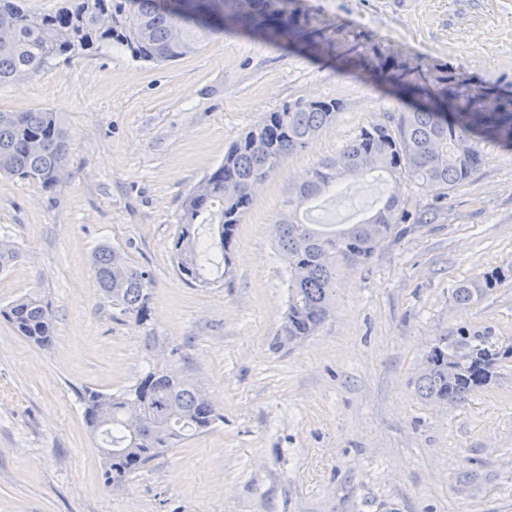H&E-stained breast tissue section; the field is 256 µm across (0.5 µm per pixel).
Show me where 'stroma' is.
<instances>
[{"instance_id": "35a3bbf8", "label": "stroma", "mask_w": 512, "mask_h": 512, "mask_svg": "<svg viewBox=\"0 0 512 512\" xmlns=\"http://www.w3.org/2000/svg\"><path fill=\"white\" fill-rule=\"evenodd\" d=\"M289 8L314 31L313 50L210 36L167 64L115 48L0 88V110L59 113L71 144L53 191L0 176V238L19 253L0 276V309L37 292L54 313L46 347L0 317V512H512V361L458 405L417 391L426 354L458 327L512 344V279L464 309L451 298L458 283L512 264L511 148L482 143V165L449 193L403 182L408 209L440 207L438 221L399 224L365 264L337 259L326 321L303 343L272 346L288 300L272 228L289 187L402 108L343 61L448 73L466 94L511 104L512 0ZM330 98L335 122L255 195L229 274L208 288L181 281L172 247L186 193L263 113ZM388 189L378 173L349 178L303 221L325 232L357 223ZM105 242L153 275L144 323L99 291L90 256ZM162 366L192 378L224 421L106 487L78 393H111Z\"/></svg>"}]
</instances>
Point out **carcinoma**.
<instances>
[{
  "mask_svg": "<svg viewBox=\"0 0 512 512\" xmlns=\"http://www.w3.org/2000/svg\"><path fill=\"white\" fill-rule=\"evenodd\" d=\"M254 13L242 15L236 0H69L52 13H32L23 0H0V88L38 73L58 57L70 59L111 47L132 59L160 64L195 53L208 35L230 31L258 33L270 40L284 36L312 44L314 31L288 11V0H257ZM348 66L367 72L411 103L386 122L372 123L341 153L359 175L385 172L394 183L409 180L422 187L435 183L446 191L465 184L483 162L479 143L512 147V108L475 104L446 74L432 82L387 61L365 56ZM334 100L297 99L268 112L224 154L205 176L210 194L190 192L183 204L182 224L174 241L173 258L180 278L208 288L215 268L229 267L230 246L250 208L255 180H268L289 155L303 149L336 118ZM69 136L59 113L30 110L0 111V175L33 182L52 190L69 164ZM347 174L336 159L319 161L309 177L288 190V211L277 225L278 247L288 264V305L280 348L311 336L329 315L333 269L341 256L362 265L392 237L397 224H433L440 208L414 213L408 200L392 192L376 212L360 224L333 234L316 231L300 221L298 212L323 191L339 188ZM232 184L228 194L224 186ZM216 224L221 260L211 262L213 244L197 236L195 225ZM92 266L105 300L140 323L147 319L152 299V273L108 244L92 254ZM512 277V265L466 280L453 289L457 306L465 308ZM22 336L46 346L53 339L54 316L48 299L26 295L0 310ZM490 331L460 327L456 339L442 338L430 351L436 370L417 381L421 398L457 404L490 384L495 367L512 359V346L501 350L489 342ZM457 359L459 372L448 379L441 363ZM84 420L100 432L110 463L102 478L119 488L128 478L172 448L211 430L224 415L187 377L151 368L135 384L114 393L85 388L79 394Z\"/></svg>",
  "mask_w": 512,
  "mask_h": 512,
  "instance_id": "obj_1",
  "label": "carcinoma"
}]
</instances>
